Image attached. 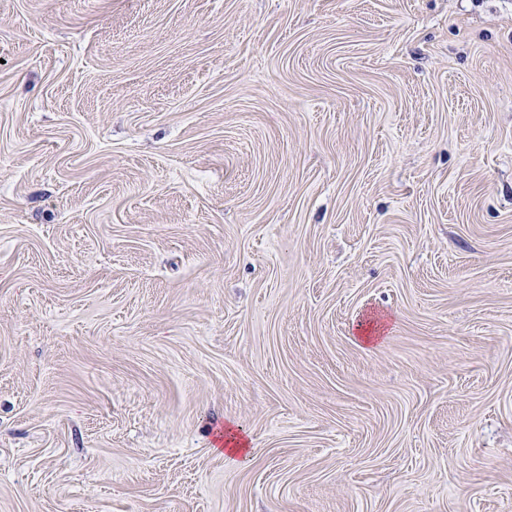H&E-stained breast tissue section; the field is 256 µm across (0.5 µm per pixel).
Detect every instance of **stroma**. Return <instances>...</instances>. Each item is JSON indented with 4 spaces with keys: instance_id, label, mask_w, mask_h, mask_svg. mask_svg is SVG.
I'll use <instances>...</instances> for the list:
<instances>
[{
    "instance_id": "1",
    "label": "stroma",
    "mask_w": 512,
    "mask_h": 512,
    "mask_svg": "<svg viewBox=\"0 0 512 512\" xmlns=\"http://www.w3.org/2000/svg\"><path fill=\"white\" fill-rule=\"evenodd\" d=\"M0 512H512V0H0Z\"/></svg>"
}]
</instances>
